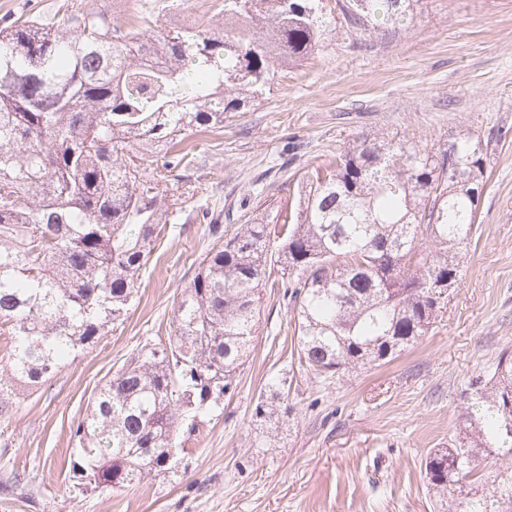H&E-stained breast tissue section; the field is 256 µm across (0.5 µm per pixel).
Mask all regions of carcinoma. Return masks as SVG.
Wrapping results in <instances>:
<instances>
[{
	"label": "carcinoma",
	"instance_id": "obj_1",
	"mask_svg": "<svg viewBox=\"0 0 512 512\" xmlns=\"http://www.w3.org/2000/svg\"><path fill=\"white\" fill-rule=\"evenodd\" d=\"M413 0H349L365 30L402 25ZM217 23L121 31L101 10L75 26L0 25V414L99 345L127 310L168 208L143 179L147 151L262 97L328 29L320 0H224ZM482 142L436 151L409 137L353 141L316 173L281 223L244 224L214 244L172 311L91 397L70 472L96 492L174 470L184 433L237 388L263 288L292 306L300 365L330 380L392 360L427 335L478 231ZM463 425L426 458L448 512H512V350L469 383Z\"/></svg>",
	"mask_w": 512,
	"mask_h": 512
}]
</instances>
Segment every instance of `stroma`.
<instances>
[{"label": "stroma", "mask_w": 512, "mask_h": 512, "mask_svg": "<svg viewBox=\"0 0 512 512\" xmlns=\"http://www.w3.org/2000/svg\"><path fill=\"white\" fill-rule=\"evenodd\" d=\"M152 26L213 20V0H145ZM332 30L270 92L187 133L189 161L126 314L101 343L0 417V512H445L424 459L459 430L472 377L512 347V0H415L406 25L365 30L344 0H321ZM488 149L476 238L435 327L390 363L329 381L299 364L291 308L263 291L252 352L233 397L187 441L176 472L138 486L81 491L69 475L71 431L96 388L145 342L167 338L183 287L225 234L276 223L318 164L359 136ZM284 381L262 423L269 379Z\"/></svg>", "instance_id": "stroma-1"}]
</instances>
